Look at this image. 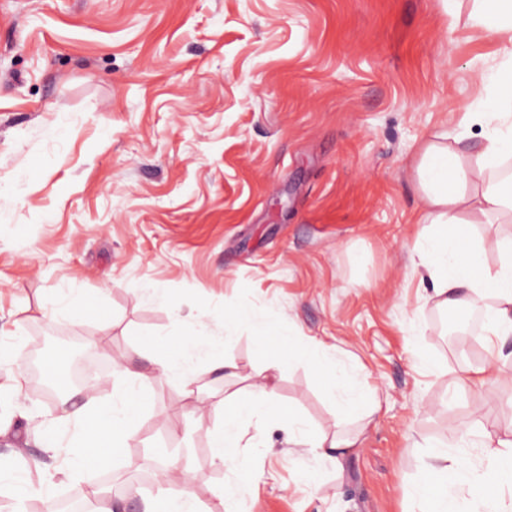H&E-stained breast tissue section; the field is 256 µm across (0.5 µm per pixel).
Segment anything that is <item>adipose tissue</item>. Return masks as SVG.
I'll return each mask as SVG.
<instances>
[{
  "instance_id": "adipose-tissue-1",
  "label": "adipose tissue",
  "mask_w": 512,
  "mask_h": 512,
  "mask_svg": "<svg viewBox=\"0 0 512 512\" xmlns=\"http://www.w3.org/2000/svg\"><path fill=\"white\" fill-rule=\"evenodd\" d=\"M473 27L482 29L504 44V53L493 66L479 67L482 82L492 91L490 99L464 111L453 131H440L426 140L411 161L426 222L416 232L412 256L431 284L430 301L459 310L475 309L488 302L482 343L495 352L499 343L512 337V239L503 240L495 267L485 263L480 243L462 229L465 215L483 219L490 212L512 210V181L495 179L502 162L512 156V0H475L470 14ZM479 126L483 141L473 168H463L461 158L472 126ZM307 366L322 380L339 416L357 411L364 390L354 370L344 360L326 358L314 347L300 350ZM151 370H123L125 389L112 402L93 392L83 394V403L72 408L67 379H60L55 414L49 430L63 427L71 432L76 450L63 473L72 476L95 466L109 470L136 434L132 405L143 388L162 377L178 376L185 396L194 398L197 417L219 413L223 425L214 438L221 459L233 478L221 490L222 497L236 500L257 479L249 454L242 452L245 424H253L254 441H262L267 428H282L289 439L305 441L314 459L302 472V480L318 486L324 464L341 468L343 459L361 443L363 427L371 423L373 410L362 412V428L328 433L307 425L297 414L282 408L273 382L280 370L270 361L259 376L234 391L225 392L214 406L195 399L193 384L199 367L236 372L237 366L216 355L204 331L203 320L183 328L177 347L152 359ZM469 434L456 435L445 444L431 445L427 452V475L410 490L411 512H512V489L491 492L486 488L490 471L470 466L462 454L469 447ZM197 479L189 464L169 463L161 472L167 492L145 500L143 512H198L191 488Z\"/></svg>"
}]
</instances>
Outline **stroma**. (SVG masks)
Here are the masks:
<instances>
[{
	"label": "stroma",
	"mask_w": 512,
	"mask_h": 512,
	"mask_svg": "<svg viewBox=\"0 0 512 512\" xmlns=\"http://www.w3.org/2000/svg\"><path fill=\"white\" fill-rule=\"evenodd\" d=\"M443 0H0V336L56 359L94 351L104 365L206 317L238 378L201 368L218 401L272 356L281 405L335 432V407L295 350L345 353L379 408L342 473L299 482L307 456L281 430L253 449L262 478L242 512H409L426 443L512 418V338L480 390L448 386L486 362L454 311L426 304L407 250L422 217L405 163L483 97L479 61L501 45ZM169 294L168 308L144 288ZM55 289L80 296L44 318ZM261 310L290 329L262 342L224 315ZM436 372L416 365L415 354ZM11 411L31 423L0 437V459H39L0 512H47L33 494L93 497L90 470L56 475L70 447L46 451L52 406L18 360L0 364ZM178 378L148 387L137 435L110 474L116 512H142L159 470L186 461L192 491L221 512L231 474L213 448L217 414L193 419Z\"/></svg>",
	"instance_id": "obj_1"
}]
</instances>
